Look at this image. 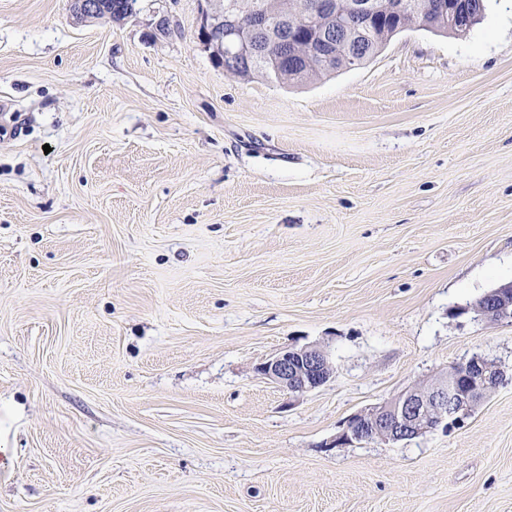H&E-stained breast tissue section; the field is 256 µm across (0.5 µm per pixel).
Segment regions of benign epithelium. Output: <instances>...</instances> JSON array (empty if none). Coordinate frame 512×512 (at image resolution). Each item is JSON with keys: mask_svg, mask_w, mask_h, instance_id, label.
I'll list each match as a JSON object with an SVG mask.
<instances>
[{"mask_svg": "<svg viewBox=\"0 0 512 512\" xmlns=\"http://www.w3.org/2000/svg\"><path fill=\"white\" fill-rule=\"evenodd\" d=\"M463 5L464 0L438 4L439 17L461 34L474 21ZM387 28L389 25L379 20L374 0H318L316 8L305 15L288 8L275 13L256 8L246 31L238 24V0H205L200 36L209 50L224 53V59L233 63L268 64V48L276 44L281 60L297 63L308 53L323 60L344 57L358 64ZM300 29L309 37V43L302 46L296 43ZM471 309L489 323L511 320L512 282L488 290ZM257 371L292 394H304L325 385L333 377L334 367L325 349L309 345L285 349L260 364ZM502 381L503 371L495 362L474 355L433 379L353 414L338 441L401 442L438 428L447 431L461 425Z\"/></svg>", "mask_w": 512, "mask_h": 512, "instance_id": "benign-epithelium-1", "label": "benign epithelium"}]
</instances>
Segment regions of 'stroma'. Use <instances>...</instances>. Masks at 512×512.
Instances as JSON below:
<instances>
[{
    "instance_id": "stroma-1",
    "label": "stroma",
    "mask_w": 512,
    "mask_h": 512,
    "mask_svg": "<svg viewBox=\"0 0 512 512\" xmlns=\"http://www.w3.org/2000/svg\"><path fill=\"white\" fill-rule=\"evenodd\" d=\"M199 5L0 0V512H512V321L468 309L512 281V0L295 85ZM312 344L326 385L258 373ZM475 355L460 427L337 444ZM98 3L100 6L97 7V3L90 2V0L80 1L77 5L80 10H96L94 12H74L76 17L82 20L108 18L112 22L118 23L128 16V10L135 9L137 0H98Z\"/></svg>"
}]
</instances>
